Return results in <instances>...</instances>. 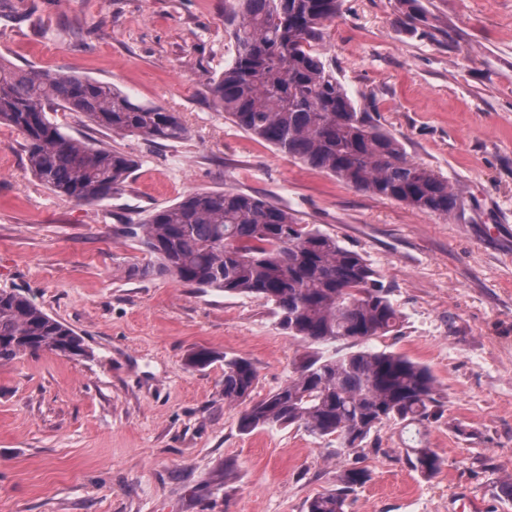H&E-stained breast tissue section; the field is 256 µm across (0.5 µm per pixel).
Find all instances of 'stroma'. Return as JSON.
<instances>
[{
    "label": "stroma",
    "instance_id": "obj_1",
    "mask_svg": "<svg viewBox=\"0 0 512 512\" xmlns=\"http://www.w3.org/2000/svg\"><path fill=\"white\" fill-rule=\"evenodd\" d=\"M343 0L316 47L408 159L448 178L463 208L430 215L356 191L238 127L208 78L234 56L228 0H0V56L114 85L179 113L176 143L116 135L82 113L71 136L137 161L98 203L60 196L0 125V288H17L90 350L0 365V512H305L350 467L370 471L348 512H512V0ZM236 190L290 209L360 253L393 289L395 332L369 348L437 380L424 438L435 477L408 464L411 430L386 422L364 449L294 427L242 432L224 357L255 367L253 399L283 386L303 343L271 304L135 274L150 262L119 235L193 191ZM201 348L216 359L198 369ZM405 9L398 18V23L404 27L417 31L419 26H427L428 18L424 13L419 0H403Z\"/></svg>",
    "mask_w": 512,
    "mask_h": 512
}]
</instances>
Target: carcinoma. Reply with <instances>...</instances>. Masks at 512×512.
<instances>
[{"label":"carcinoma","mask_w":512,"mask_h":512,"mask_svg":"<svg viewBox=\"0 0 512 512\" xmlns=\"http://www.w3.org/2000/svg\"><path fill=\"white\" fill-rule=\"evenodd\" d=\"M342 0H232L235 54L207 88L239 127L349 187L448 216L462 205L447 178L407 159L402 143L357 107L336 72L313 50ZM398 23L428 24L419 0H404ZM59 106L84 114L114 134L178 142L188 130L176 112L136 104L112 85L67 72L18 68L0 59V124L28 145L32 174L77 202L119 191L137 161L109 147L76 139L54 124ZM157 263L142 274L171 275L199 290L245 294L275 306L278 324L311 350L284 386L243 411L245 432L298 427L336 437L337 451L363 447L386 421L422 425L440 416L437 380L409 357L365 346L341 356L319 347L338 341L365 345L398 327L390 289L358 252L288 209L233 190L192 192L140 224H125ZM52 351L87 357L83 336L49 316L16 289L0 288V364ZM257 372L243 357L224 358V401L251 398ZM414 470L432 478L442 460L425 445L411 448ZM370 480L344 470L336 488L305 503L306 512H347L348 498Z\"/></svg>","instance_id":"cac0c4a2"}]
</instances>
